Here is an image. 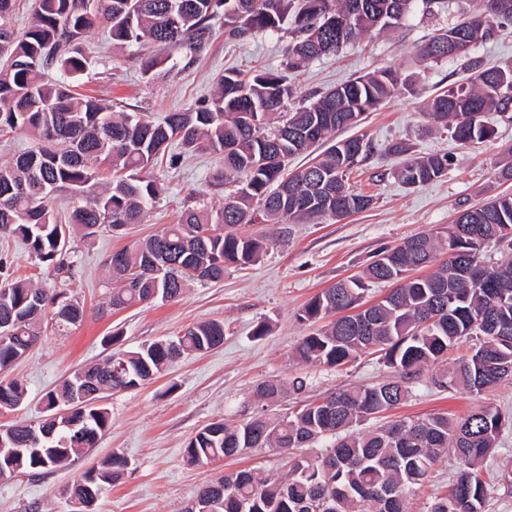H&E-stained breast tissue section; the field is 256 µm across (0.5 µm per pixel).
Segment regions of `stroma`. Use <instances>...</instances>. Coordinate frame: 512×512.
Instances as JSON below:
<instances>
[{
	"mask_svg": "<svg viewBox=\"0 0 512 512\" xmlns=\"http://www.w3.org/2000/svg\"><path fill=\"white\" fill-rule=\"evenodd\" d=\"M212 25L213 36L197 58L182 59L172 70H159L151 79L143 75L133 50L115 48L107 32L94 30L82 43L91 64L78 90L111 100L117 110L159 117L211 99L217 91L216 78L225 69L244 73L280 69L287 33L228 43L223 17H216ZM430 31V20L417 14L405 27L361 37L339 55L315 60L291 77L301 95L385 67L413 81L414 94L397 95L365 114L358 127L336 133L340 139L366 135L377 148L350 177L356 191L373 197L369 209L315 224L246 225L244 233L270 237L261 262L245 268L227 266L222 281L191 284L178 300L117 312L108 307L106 259L177 223L190 199L222 206L224 191L215 185L220 172L218 156L183 154L173 167L159 171L162 196L145 223L129 225L119 234L103 228L89 237L78 229L71 232L69 246L76 252V265L66 287L83 303L84 318L63 332L44 326L37 343L11 370L0 374L5 381L21 379L28 390L25 404L0 411V427L39 420L42 397L75 369L103 360L111 351L108 339L112 335H119L120 349H132L181 335L192 323L216 319L224 324V343L205 353L179 357L139 388L105 396L112 426L98 445L59 469L0 480V512H70L62 495L64 488L115 451L125 456L128 467L98 500L96 512H186L200 487L226 473L258 469L280 477L288 469L287 454L268 448L208 465L190 464L186 446L201 427L220 419L237 424L259 413L276 417L304 401L319 400L350 386L396 379L394 369L376 354L362 355L337 368L298 361L293 349L309 328L297 321L296 313L318 292L361 272L381 248L420 233H446L461 210L499 192H512V183L500 184L495 177L497 168L512 162V123L490 115L496 137L463 147L448 131L433 130L422 118L426 102L458 79L451 64L418 61L415 48ZM398 138L411 139L421 153L450 154L453 163L447 175L417 188L402 185L391 174L395 159L380 153L381 147ZM0 259L6 260L10 279H26L38 286L52 282L51 269L30 256L14 236L0 233ZM261 322L269 323L271 330L258 338L253 330ZM431 373V368L421 369L410 384L409 397L389 412V419L443 413L459 417L483 405L512 417V379L479 394L443 392L431 384ZM299 376L309 380L302 394H287L272 406L254 397L264 381L287 383ZM506 466L512 468V427L503 430L486 466L490 496L485 512H512V489H504L501 481ZM456 470L453 459L439 460L427 482L410 492L411 512H427L433 499L447 490Z\"/></svg>",
	"mask_w": 512,
	"mask_h": 512,
	"instance_id": "35a3bbf8",
	"label": "stroma"
}]
</instances>
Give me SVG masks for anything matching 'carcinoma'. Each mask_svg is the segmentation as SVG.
Returning <instances> with one entry per match:
<instances>
[{
	"label": "carcinoma",
	"mask_w": 512,
	"mask_h": 512,
	"mask_svg": "<svg viewBox=\"0 0 512 512\" xmlns=\"http://www.w3.org/2000/svg\"><path fill=\"white\" fill-rule=\"evenodd\" d=\"M361 2L355 10L353 0H276L274 7L271 0H31V24L12 29L11 39L0 46V134L35 136L34 145L0 165V232L20 237L29 254L53 270L69 271L73 261L64 249L69 230L115 232L142 223L161 192L154 170L165 162L174 165L172 147L222 154L217 185L233 190L221 207L189 206L179 223L110 257L109 306L120 311L176 300L191 281H220L228 264L260 262L265 238L238 232L242 225L311 223L370 208L373 198L354 191L349 179L374 146L363 137L338 140L336 131L359 125L365 113L412 92V82L387 67L298 100L287 77L366 34L403 24L417 0ZM221 12L233 40L288 25L283 72L260 70L246 77L226 69L210 100L159 122L116 111L110 101L73 89L89 67L75 45L100 25L108 26L119 48L161 47L163 54L142 67L152 76L183 54L203 51L211 20ZM509 26L512 0H502L495 11L460 9L435 19L416 50L419 61L448 62L461 74L428 102L426 116L463 147L495 137L486 113L512 122V66L490 65L475 52L478 43L496 40ZM322 146L309 165L288 171L293 157ZM385 152L403 157L394 176L408 187L441 179L451 164L448 154H418L407 140L389 144ZM102 165L112 168V182L93 196ZM63 191L80 201L65 221L53 208L55 193ZM511 237L512 194H498L461 211L449 233L418 234L387 247L361 274L313 296L297 320L314 324L331 314L336 319L303 337L296 357L336 367L373 351L401 381L346 388L274 421L261 415L237 425L219 420L202 427L186 446L194 464L251 448L289 453L281 478L237 471L199 490L214 512H409L406 489L422 484L447 454L458 469L429 512H484L488 490L482 464L506 424L498 410L479 407L456 419L391 420L365 433L353 428L397 407L408 395L407 383L425 365L434 366L431 382L442 390L481 393L512 377V258L489 267L482 257L487 241ZM444 249L451 255L431 274L406 276L430 265ZM381 281L398 287L364 304L370 284ZM83 315V306L65 288L1 282L0 372L37 342L43 320L51 318L54 329L64 331ZM472 336L480 340L473 352L448 360L449 352ZM223 343L224 324L203 321L175 339L113 351L74 371L43 396L45 418L0 428V478L51 470L87 453L112 423L110 411L99 404L102 392L135 389L178 355ZM283 393L278 380L256 391L269 401ZM25 398L20 381L0 382V408H17ZM62 407L71 409V416L55 417ZM325 438L331 444L316 455L294 452ZM126 465L114 452L84 472L65 490L66 498L80 504L76 512H88Z\"/></svg>",
	"instance_id": "obj_1"
}]
</instances>
